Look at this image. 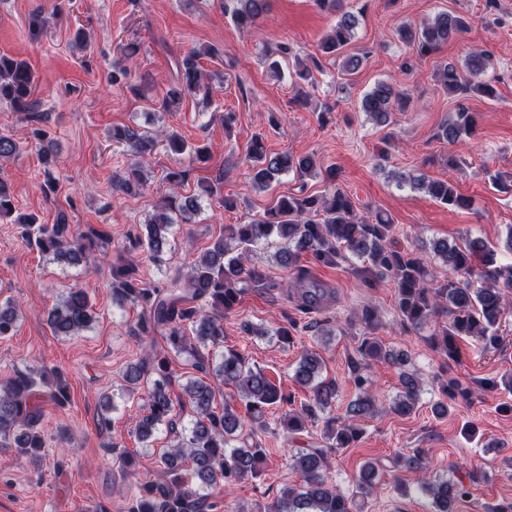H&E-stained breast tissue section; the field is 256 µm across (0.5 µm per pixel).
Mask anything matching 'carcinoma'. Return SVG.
<instances>
[{
	"label": "carcinoma",
	"instance_id": "obj_1",
	"mask_svg": "<svg viewBox=\"0 0 512 512\" xmlns=\"http://www.w3.org/2000/svg\"><path fill=\"white\" fill-rule=\"evenodd\" d=\"M265 0H224V13L239 27L253 24L264 12ZM359 19L352 12L338 17L321 41L319 50L333 55L354 37ZM466 22L460 16L440 12L420 27L399 29L400 39L421 56L436 51L443 43L463 32ZM193 50L182 60V79L161 102L169 111L186 96L203 93L209 97L210 86L199 69ZM490 52L473 53L467 62V73L449 65L441 73L442 86L458 95L477 92L488 99L497 97L495 86L477 76L491 65ZM35 76L29 65L0 55V102L8 103L17 112L34 111ZM410 97L387 82H377L361 100V110L378 125L388 123L391 112L404 110ZM476 114L461 106L448 113L438 135L456 144L476 128ZM112 142L129 147L130 161L123 173L112 177V185L127 194L139 193L145 185L143 168L147 156L157 145L175 154L186 152L199 160L205 158L206 148L190 147L177 133L157 129L140 132L130 126H114ZM251 163L252 182L266 189L276 176L294 171L304 176L317 173L321 165L314 156H293L289 153L268 152L263 139L256 137L247 151ZM400 184L423 189L435 201L455 208L470 205L468 198L442 180L423 176L396 175ZM330 190L322 195L281 197L270 205L262 217L248 224H228L212 247L206 249L190 266L185 279L175 277L168 288H158L138 274L133 259L119 258L112 264L110 283L112 305L118 308H141V317L131 332L148 336L163 332L167 350L145 353V356L126 367L124 378L129 388L147 382L143 414L136 434L149 439L160 426L177 433V442L164 448L159 463L164 472L161 481L142 487L132 500L129 512H211L215 504L201 489L260 477L267 449L255 439L256 431L268 427L266 416L273 407L289 405L276 420V425L288 434H299L310 426L322 425L326 446L301 448L291 456V466L303 478L299 487H287L263 512H353L355 497H369L376 487L377 468L368 462L355 481L353 496L346 497L330 482L328 452L350 447L363 435L356 420L378 412L369 376L370 363L379 361L399 370L401 389L392 400L391 411L407 416L420 401L424 382L414 371L407 369V354L383 345L374 333L380 325L377 311L364 307L356 314L363 328L357 347L358 358L352 359L350 379L355 387L354 398L345 415L332 413V403L339 392L336 380L324 375L326 362L316 349L304 350L294 368L292 379L310 397L295 404L281 390V384L264 369L251 367L240 353L224 348V314L236 309L250 289L267 280L264 266L251 260L256 248L276 238L281 246L274 258L292 271L294 283L301 287V312L322 308L326 296L324 285L299 264L301 255L311 253L322 265L333 266L350 253L365 259L361 273L369 286L379 281L391 283L396 290V311L403 324L419 330L441 307L448 308V323L429 337L431 345L449 360L459 361V341L471 340L483 351L495 349L500 343V325L504 314L506 293L512 290V265L495 263L493 251L478 239H465L450 245L446 240L432 244V255L448 267L443 282L435 280L427 253L419 247L402 249L394 244L395 225L391 219L377 214L373 220L357 217L351 197L336 186V169H325ZM200 210L197 195L172 197L144 225V238L137 245L144 248L154 262H164L171 251L176 226L187 224ZM21 239L26 246L52 258L60 266H77L90 260V249L105 252L110 239L96 232L84 234L72 230L65 220L48 227L32 220L19 222ZM20 312L16 304H0V338L11 336L18 327ZM94 321L93 305L82 288H68L48 312L47 322L57 336H73L88 329ZM255 335L273 334L283 343L292 340L295 322L274 331L258 332L244 325ZM219 352V362L210 364V351ZM204 374H213L224 385L236 389V397L217 407L219 388L200 378L190 379L182 387L183 395L171 391L172 358ZM480 387L488 392L503 390L512 393V374L500 380L483 379ZM442 396L432 405L433 414L442 418L458 401H467L471 391L456 378L441 386ZM46 398L62 407L70 401V391L64 372H46L26 367L17 369L7 379H0V447L15 448L24 457L39 459L46 447L39 427L43 416L41 399ZM187 402L192 412L190 426L176 432L173 420L175 403ZM250 432H245V421ZM397 465L418 474L421 492L431 499L432 512H454L458 499L468 494L463 481L455 476L453 466L448 472L432 474L422 453L397 459Z\"/></svg>",
	"mask_w": 512,
	"mask_h": 512
}]
</instances>
